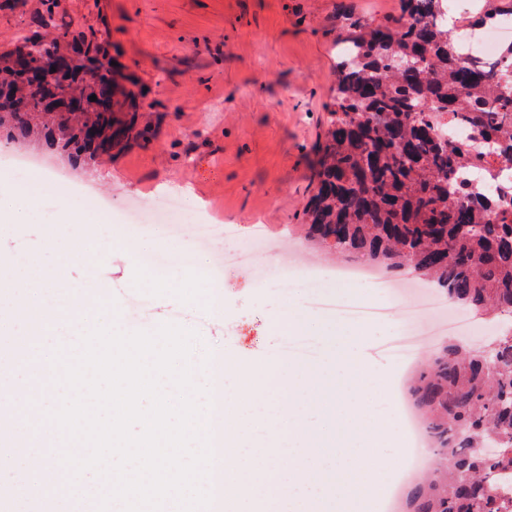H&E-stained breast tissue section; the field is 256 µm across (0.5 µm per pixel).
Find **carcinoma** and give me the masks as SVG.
Wrapping results in <instances>:
<instances>
[{
  "instance_id": "obj_1",
  "label": "carcinoma",
  "mask_w": 512,
  "mask_h": 512,
  "mask_svg": "<svg viewBox=\"0 0 512 512\" xmlns=\"http://www.w3.org/2000/svg\"><path fill=\"white\" fill-rule=\"evenodd\" d=\"M479 2L451 27L441 20L448 0H400L397 18L349 23L305 229L338 257L409 269L448 301L512 321V181L487 188L494 167L512 168V44L480 62L460 40L462 31L512 17V0ZM33 24L0 49V140L95 163L132 135L135 118L116 113L143 110L145 93L119 65L112 78L72 75L69 100L54 82L27 83L16 56L28 49L114 60L103 40L68 30L43 36L46 20ZM458 123L493 147L440 135ZM409 394L435 456L409 493L411 512H512V327L488 356L435 350Z\"/></svg>"
}]
</instances>
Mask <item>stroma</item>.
<instances>
[{
  "instance_id": "1",
  "label": "stroma",
  "mask_w": 512,
  "mask_h": 512,
  "mask_svg": "<svg viewBox=\"0 0 512 512\" xmlns=\"http://www.w3.org/2000/svg\"><path fill=\"white\" fill-rule=\"evenodd\" d=\"M50 13L56 27L96 34L132 67L147 90L137 136L93 168L37 145L0 149V188L17 185V156L38 160L55 176L42 221L0 234V253H34L61 204L100 202L95 273L125 329L151 331L174 323L196 331L192 360L223 352L241 364L273 362L281 342L274 321L288 300L328 290L358 301V285L335 275L339 260L310 248L301 226L312 190L318 143L336 91V49L345 16L396 15L398 0H0V44L32 18ZM186 195L196 217L235 224L241 233L264 225L268 239L258 267L224 272V317L214 319L205 296L184 302L144 282L139 245L170 248L152 215L130 213L159 188ZM126 250H112L113 238ZM300 292L284 298L289 285ZM409 453L388 462L382 493L352 503L353 512H385L386 494L406 496Z\"/></svg>"
}]
</instances>
